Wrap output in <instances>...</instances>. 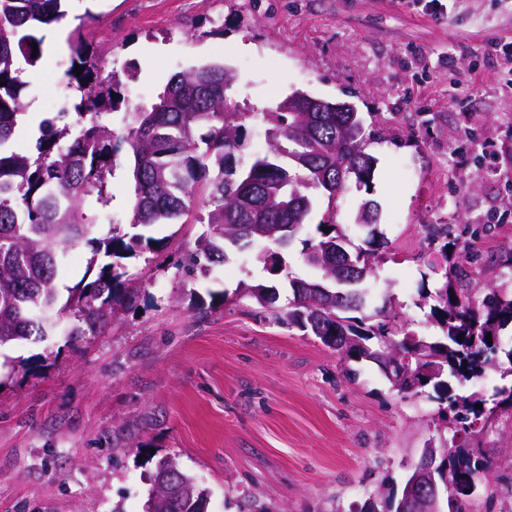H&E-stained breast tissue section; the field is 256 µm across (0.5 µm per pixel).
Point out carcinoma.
I'll return each instance as SVG.
<instances>
[{"instance_id":"1","label":"carcinoma","mask_w":512,"mask_h":512,"mask_svg":"<svg viewBox=\"0 0 512 512\" xmlns=\"http://www.w3.org/2000/svg\"><path fill=\"white\" fill-rule=\"evenodd\" d=\"M61 0H0V345L15 340L41 341L71 316L81 322L65 329L75 339L95 335L120 310L134 306L139 291L127 283L121 260L164 242L137 228L162 224H205L197 250L177 263L185 275L206 274L228 261V247L243 251L259 237L246 227L261 222L269 240L286 247L299 234L312 208L307 190L319 189L333 202L349 181L370 187L377 159L367 151L364 135L348 132L350 115L326 103L324 112H290L283 99L268 112V149L251 163L237 167L248 113L228 103L226 91L235 75L221 64H206L171 78L156 102L131 113L123 140L132 150L134 203L129 227L98 235L103 217H112L110 182L114 171V134L99 123V112L124 101L120 81L105 82L93 43L80 29L69 35L67 86L73 108L83 122L77 148L69 146L71 126L42 121L36 152L16 149L12 135L26 112L21 93L29 81L42 39L34 31L61 17ZM82 74H75V67ZM118 94L114 98L111 93ZM207 212L198 214L195 199ZM366 247H346L337 227L305 241V261L320 273L318 280L288 281L293 300L288 312L272 309L275 287L259 284L250 296L279 322L315 336L356 341L343 360L358 362L359 350L374 349L372 340L404 336L397 345L410 358L413 394L428 385L447 402L449 423L457 444L439 461L437 484L450 492L448 512H471L474 496L457 484L478 485L489 470L484 448L474 444L499 409L512 408V385L489 396L450 394L446 375L463 385L481 377L489 361L499 360L504 378L512 376V347L498 345V336L512 323V291L472 287L463 258L474 255L483 229L477 224H431L430 244H439L445 265L441 286L422 290L431 321L440 330L434 340H405L409 331L385 308L363 314L371 291L361 284L372 272L371 257L386 248L376 225L370 224ZM90 246L82 278L66 287L59 303L57 279L67 266L68 250ZM265 271L278 276L283 257L272 251L260 256ZM356 265L348 283L336 282V266ZM361 316H356V313ZM491 335L492 342L485 336ZM148 512H207L209 493L171 458H162L153 472Z\"/></svg>"}]
</instances>
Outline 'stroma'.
<instances>
[{
    "mask_svg": "<svg viewBox=\"0 0 512 512\" xmlns=\"http://www.w3.org/2000/svg\"><path fill=\"white\" fill-rule=\"evenodd\" d=\"M445 4L435 21L416 0H62V17L38 32L43 58L14 145L34 150L39 122L59 112L75 122L64 63L78 26L123 84L125 102L103 117L119 138L133 106L205 63L236 75L227 96L251 114L245 159L266 151L264 113L292 92L353 103L375 135L374 179L332 206L316 197L284 254L275 306L292 301L289 278H317L302 249L320 223L363 245L355 215L372 200L388 242L365 281L373 305L434 336L420 290L438 286L431 267L443 259L429 225L483 226L473 284L512 289L500 265L512 247V64L488 54L512 42V0ZM115 162L112 222L123 226L134 193L121 141ZM202 231L154 228L168 245L125 259L139 298L100 334L0 346V512H145L153 460L165 456L208 490L209 512H359L402 491L426 442L451 440L432 387L398 393L366 361L349 380L333 349L249 297L269 279L258 260L268 243L183 280L176 264ZM480 445L487 482L512 476V411Z\"/></svg>",
    "mask_w": 512,
    "mask_h": 512,
    "instance_id": "35a3bbf8",
    "label": "stroma"
}]
</instances>
